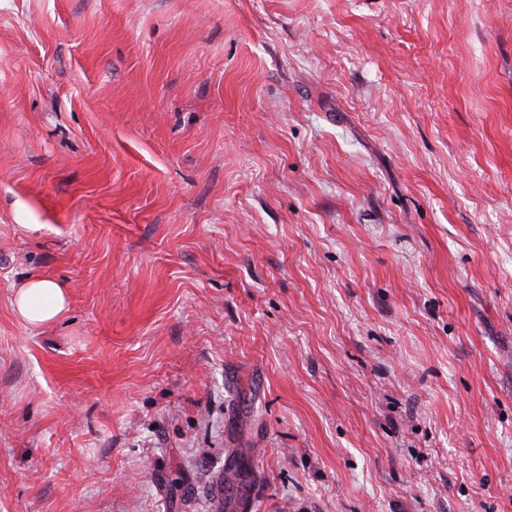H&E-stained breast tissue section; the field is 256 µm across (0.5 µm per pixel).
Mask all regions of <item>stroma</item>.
Here are the masks:
<instances>
[{
  "label": "stroma",
  "instance_id": "1",
  "mask_svg": "<svg viewBox=\"0 0 512 512\" xmlns=\"http://www.w3.org/2000/svg\"><path fill=\"white\" fill-rule=\"evenodd\" d=\"M234 448L240 512H512V0H0V512ZM14 310L27 327L51 325L67 310L64 287L57 281L36 275L20 282L14 293Z\"/></svg>",
  "mask_w": 512,
  "mask_h": 512
}]
</instances>
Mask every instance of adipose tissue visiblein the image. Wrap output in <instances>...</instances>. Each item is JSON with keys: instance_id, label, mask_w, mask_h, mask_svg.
<instances>
[{"instance_id": "adipose-tissue-1", "label": "adipose tissue", "mask_w": 512, "mask_h": 512, "mask_svg": "<svg viewBox=\"0 0 512 512\" xmlns=\"http://www.w3.org/2000/svg\"><path fill=\"white\" fill-rule=\"evenodd\" d=\"M68 306L67 294L57 281L36 275L23 281L14 293V310L29 327L41 328L59 319Z\"/></svg>"}]
</instances>
